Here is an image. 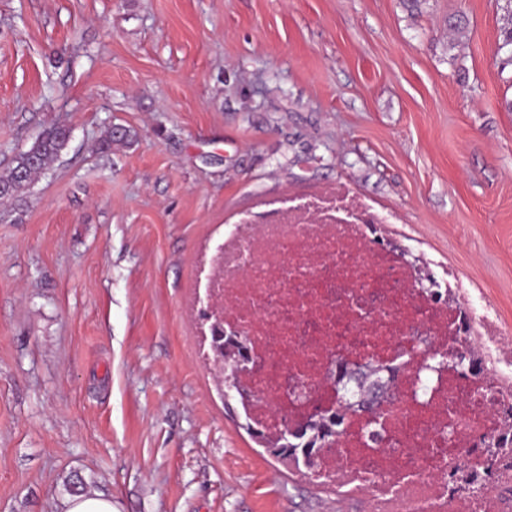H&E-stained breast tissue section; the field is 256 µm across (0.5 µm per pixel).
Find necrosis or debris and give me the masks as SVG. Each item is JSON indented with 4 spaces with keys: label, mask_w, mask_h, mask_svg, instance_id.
<instances>
[{
    "label": "necrosis or debris",
    "mask_w": 512,
    "mask_h": 512,
    "mask_svg": "<svg viewBox=\"0 0 512 512\" xmlns=\"http://www.w3.org/2000/svg\"><path fill=\"white\" fill-rule=\"evenodd\" d=\"M270 207L274 221L225 234L205 285L253 360L245 416L274 438L285 422L336 409L340 370L398 367L376 422L349 416L300 479L366 499L372 512H503L512 467L488 463L479 449L512 416V329L496 303L453 267L440 281L447 302L435 301L399 251L372 245L397 214L348 182ZM460 346L480 360L478 376L416 382L430 350ZM464 466L478 475L462 489L454 475Z\"/></svg>",
    "instance_id": "4bbe7bcc"
}]
</instances>
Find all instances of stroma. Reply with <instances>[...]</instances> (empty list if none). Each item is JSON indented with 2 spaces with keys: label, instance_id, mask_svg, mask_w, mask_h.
Instances as JSON below:
<instances>
[{
  "label": "stroma",
  "instance_id": "35a3bbf8",
  "mask_svg": "<svg viewBox=\"0 0 512 512\" xmlns=\"http://www.w3.org/2000/svg\"><path fill=\"white\" fill-rule=\"evenodd\" d=\"M503 26L497 0H0V171L72 130L0 208V512L76 480L116 512H365L225 405L198 290L232 214L347 180L512 328ZM68 140V126L54 123L37 136L28 150L18 153L8 170L0 175V204L18 200L35 178L60 156ZM29 152L36 157V165H29Z\"/></svg>",
  "mask_w": 512,
  "mask_h": 512
}]
</instances>
